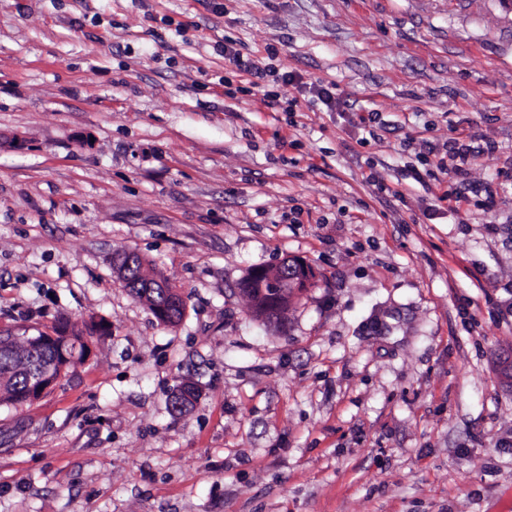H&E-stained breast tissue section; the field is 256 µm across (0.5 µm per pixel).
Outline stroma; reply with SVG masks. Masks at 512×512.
<instances>
[{
    "label": "stroma",
    "instance_id": "1",
    "mask_svg": "<svg viewBox=\"0 0 512 512\" xmlns=\"http://www.w3.org/2000/svg\"><path fill=\"white\" fill-rule=\"evenodd\" d=\"M458 131L496 146L461 202ZM288 256L318 280L277 326L238 284ZM92 314L0 405V512H512V0H0V329ZM224 54L228 57L229 62H231L240 72L248 74L253 78H261L267 71V66L262 67L258 59H253L249 56L244 57L238 52L229 51L228 48H226V50L224 49ZM137 260V262H133L132 267H128L126 270L124 287L127 288L129 294L133 298L145 303L148 306L154 318L159 323H161L159 320V316L156 313V308L159 307L163 302L161 292L159 291L160 289H157L158 291L154 295H147L143 293V291H145V289L143 288L144 282L148 278L152 280L158 279L168 284L170 281L157 273L151 272L150 269L148 268V263L145 261V259H141L140 257H138Z\"/></svg>",
    "mask_w": 512,
    "mask_h": 512
}]
</instances>
